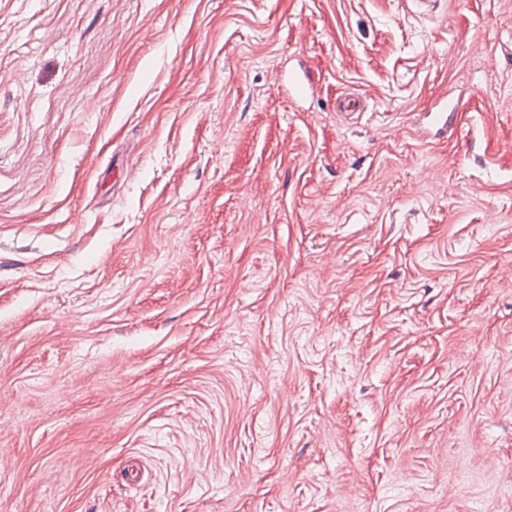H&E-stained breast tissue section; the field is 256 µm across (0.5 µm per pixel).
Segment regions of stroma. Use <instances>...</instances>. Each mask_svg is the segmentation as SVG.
<instances>
[{
  "label": "stroma",
  "instance_id": "35a3bbf8",
  "mask_svg": "<svg viewBox=\"0 0 512 512\" xmlns=\"http://www.w3.org/2000/svg\"><path fill=\"white\" fill-rule=\"evenodd\" d=\"M0 512H512V0H0Z\"/></svg>",
  "mask_w": 512,
  "mask_h": 512
}]
</instances>
